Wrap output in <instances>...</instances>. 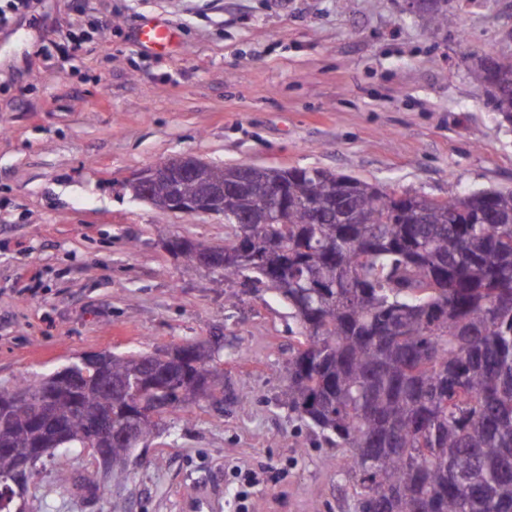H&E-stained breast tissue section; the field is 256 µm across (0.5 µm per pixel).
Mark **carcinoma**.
<instances>
[{"label":"carcinoma","mask_w":512,"mask_h":512,"mask_svg":"<svg viewBox=\"0 0 512 512\" xmlns=\"http://www.w3.org/2000/svg\"><path fill=\"white\" fill-rule=\"evenodd\" d=\"M428 28L448 24V0H428ZM494 107L512 116V57L473 73ZM320 168L282 175L288 230L264 225L247 257L219 255L224 276L280 292L300 326L281 404L326 443L348 452L343 472L358 512H512V189L400 203L377 184H349ZM224 207L255 214L264 187L229 194ZM139 371L108 354L98 378L48 377L0 391V512L16 507L15 481L40 442L66 426L57 453L104 443L113 466L81 475L94 496L126 479L119 461L134 380L156 384L167 413L224 392V367L201 342L157 350Z\"/></svg>","instance_id":"1"}]
</instances>
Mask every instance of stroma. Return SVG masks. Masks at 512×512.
I'll return each mask as SVG.
<instances>
[{
	"instance_id": "35a3bbf8",
	"label": "stroma",
	"mask_w": 512,
	"mask_h": 512,
	"mask_svg": "<svg viewBox=\"0 0 512 512\" xmlns=\"http://www.w3.org/2000/svg\"><path fill=\"white\" fill-rule=\"evenodd\" d=\"M448 10L434 30L404 0H36L0 29V390L87 353L216 336L230 389L249 397L165 414L127 481L93 501L59 480L89 456L41 459L27 512H237L239 467L262 474L247 512H355L344 449L278 403L299 331L287 302L186 269L167 240L223 244V219L157 209L125 181L192 154L433 198L512 188V117L470 77L479 58L512 55V0ZM150 16L178 51L138 48ZM71 31L78 50L49 51Z\"/></svg>"
}]
</instances>
